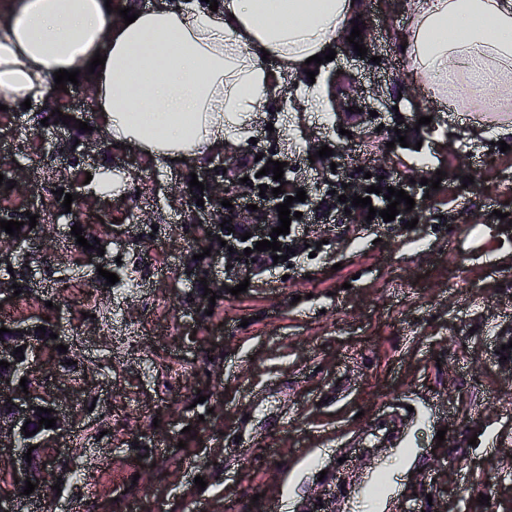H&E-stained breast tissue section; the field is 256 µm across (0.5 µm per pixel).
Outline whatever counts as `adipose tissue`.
I'll return each mask as SVG.
<instances>
[{"instance_id": "obj_1", "label": "adipose tissue", "mask_w": 512, "mask_h": 512, "mask_svg": "<svg viewBox=\"0 0 512 512\" xmlns=\"http://www.w3.org/2000/svg\"><path fill=\"white\" fill-rule=\"evenodd\" d=\"M106 0H13L0 13V104H40L61 69L86 73L107 140L194 164L237 140L268 103L270 54L298 75L356 23L360 0H196L132 4L131 24ZM399 34L408 73L450 111L484 95L512 112V0H408ZM106 58L89 73L94 55Z\"/></svg>"}]
</instances>
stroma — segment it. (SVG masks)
<instances>
[{
    "instance_id": "stroma-1",
    "label": "stroma",
    "mask_w": 512,
    "mask_h": 512,
    "mask_svg": "<svg viewBox=\"0 0 512 512\" xmlns=\"http://www.w3.org/2000/svg\"><path fill=\"white\" fill-rule=\"evenodd\" d=\"M362 4L367 54L336 40L315 76L320 112L269 61L273 98L251 134L202 168L224 169L233 203L238 166L260 153L287 162L314 204L368 172L439 179L406 214L416 227L352 224L344 212L327 224L313 205L300 222L316 256L225 295L202 321L184 303L195 280L187 262L204 245L192 224L191 166L113 149L126 169L122 194L107 221L88 220L139 289L120 297L53 277L82 259L64 215L24 248L44 264V293L12 304L17 317L61 327L95 402L65 446L68 460L97 469L87 480L50 471L44 512H303L319 499L330 512H512V359L499 355L512 339V223L497 216L512 213V134L427 104L398 45L406 0ZM352 84L379 86L376 119L336 111ZM400 134L407 146L396 145ZM501 140L508 151L495 149ZM324 145L332 157H318ZM140 211L155 225L132 226ZM216 341L223 372L197 405L195 378L141 361L149 351L190 362ZM145 429L154 435L147 476L131 450ZM482 494L489 504L478 503Z\"/></svg>"
}]
</instances>
